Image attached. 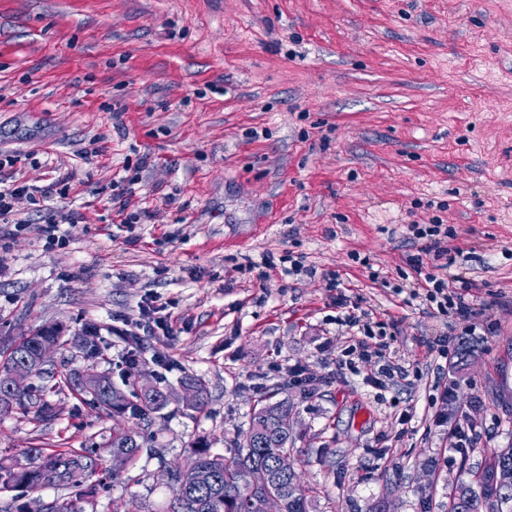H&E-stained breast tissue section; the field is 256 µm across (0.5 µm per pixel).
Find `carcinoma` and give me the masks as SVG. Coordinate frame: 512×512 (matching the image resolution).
I'll return each instance as SVG.
<instances>
[{
    "label": "carcinoma",
    "instance_id": "carcinoma-1",
    "mask_svg": "<svg viewBox=\"0 0 512 512\" xmlns=\"http://www.w3.org/2000/svg\"><path fill=\"white\" fill-rule=\"evenodd\" d=\"M46 345L64 348L61 329L48 326L13 344L9 357L0 364V413L18 409L44 426L59 419L56 406L35 393L29 383L31 377L46 373L43 366L36 365ZM66 381L95 414L112 419V436L104 445L109 454L121 458L129 468L145 454L158 460L164 481L175 477L181 482L180 494L163 512H262L263 490L283 501L284 512H310L313 489L300 481L292 483L295 475L280 473L265 453L276 446L293 454L295 437L282 428L291 415L288 400L271 402L266 398L258 404L244 442L221 454L199 440L172 467L165 449L156 447L148 432L165 409L163 389L155 386L128 394L111 377L89 366L69 370ZM102 461L101 455L85 448L48 451L37 446L7 463L0 462V493L20 491V495L0 502V512H25V506L17 504L19 496L41 491L40 475L45 468L55 470L57 486L69 491L68 499L48 503L47 512H88L95 502L85 482ZM200 473L209 475V483L196 481ZM508 508L512 510V448L490 455L483 468L469 473V479L461 481L448 497V512H506Z\"/></svg>",
    "mask_w": 512,
    "mask_h": 512
}]
</instances>
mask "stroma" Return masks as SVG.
Masks as SVG:
<instances>
[{
    "label": "stroma",
    "instance_id": "35a3bbf8",
    "mask_svg": "<svg viewBox=\"0 0 512 512\" xmlns=\"http://www.w3.org/2000/svg\"><path fill=\"white\" fill-rule=\"evenodd\" d=\"M1 152L16 175L70 181L0 227V360L45 326L70 344L31 379L59 420L0 414V456L108 437L65 385L66 357L172 390L150 428L170 461L201 437L233 447L262 396L288 399L316 512H448L467 471L512 448V0H0ZM126 192L134 224L119 221ZM68 211L69 243L47 244L42 225ZM431 222L470 253L485 329L450 337L444 360L422 339L446 317L402 294L420 280L408 227ZM340 297L407 376L364 385L379 362L350 354ZM147 299L175 336L144 339L130 371L112 329ZM295 364L309 388L288 383ZM191 378L204 410L182 399ZM449 381L474 447L449 450L434 421ZM158 467L116 478L104 457L96 512H155L171 497Z\"/></svg>",
    "mask_w": 512,
    "mask_h": 512
}]
</instances>
